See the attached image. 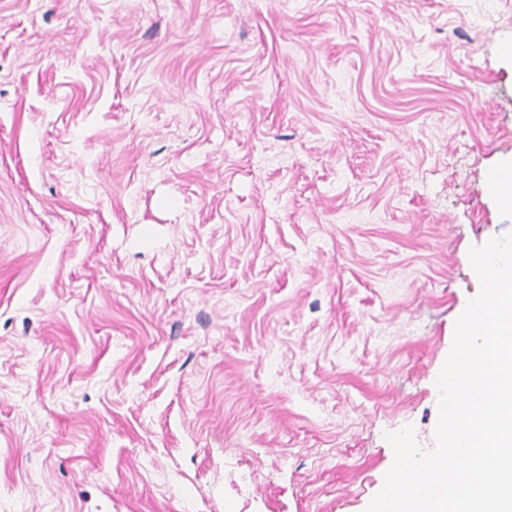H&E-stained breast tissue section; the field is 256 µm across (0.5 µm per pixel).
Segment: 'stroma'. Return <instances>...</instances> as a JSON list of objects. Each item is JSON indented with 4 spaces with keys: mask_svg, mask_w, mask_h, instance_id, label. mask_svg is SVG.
Wrapping results in <instances>:
<instances>
[{
    "mask_svg": "<svg viewBox=\"0 0 512 512\" xmlns=\"http://www.w3.org/2000/svg\"><path fill=\"white\" fill-rule=\"evenodd\" d=\"M511 161L512 0H0V512H365Z\"/></svg>",
    "mask_w": 512,
    "mask_h": 512,
    "instance_id": "stroma-1",
    "label": "stroma"
}]
</instances>
